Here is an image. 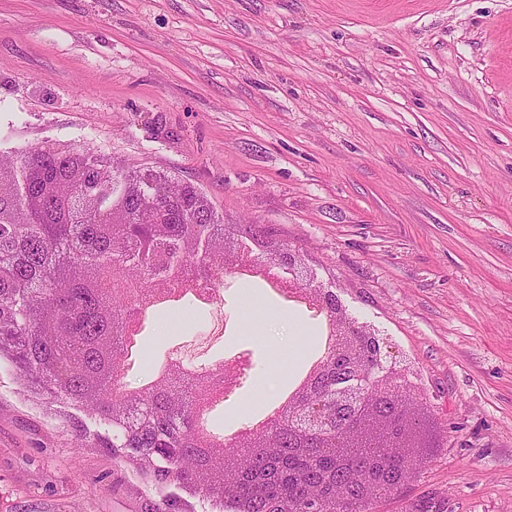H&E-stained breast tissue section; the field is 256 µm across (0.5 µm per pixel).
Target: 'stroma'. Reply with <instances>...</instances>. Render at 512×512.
Returning a JSON list of instances; mask_svg holds the SVG:
<instances>
[{"label": "stroma", "mask_w": 512, "mask_h": 512, "mask_svg": "<svg viewBox=\"0 0 512 512\" xmlns=\"http://www.w3.org/2000/svg\"><path fill=\"white\" fill-rule=\"evenodd\" d=\"M49 143L190 182L228 224H269L409 363L432 448L370 512H512V0H0V155ZM201 357L252 366L209 417L276 407L268 311L317 349L320 320L224 275ZM212 306L156 307L129 389L206 336ZM0 355V512H158L189 499L80 433Z\"/></svg>", "instance_id": "obj_1"}]
</instances>
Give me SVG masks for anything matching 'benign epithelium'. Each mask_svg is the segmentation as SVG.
Masks as SVG:
<instances>
[{"label": "benign epithelium", "mask_w": 512, "mask_h": 512, "mask_svg": "<svg viewBox=\"0 0 512 512\" xmlns=\"http://www.w3.org/2000/svg\"><path fill=\"white\" fill-rule=\"evenodd\" d=\"M78 171L71 186H83L82 192L70 191L64 198L72 219L69 222L68 248L79 247L84 238V220L100 208V191L87 187L88 175L94 171L99 185L113 187V195L148 199L151 206L138 213L135 219L119 205L108 210L107 223L124 225L132 237L142 241L153 253L155 262L164 264L169 272L156 278L152 288L136 299L126 301L127 311L122 319L112 323L107 338L93 344L97 357L96 371L86 377L102 379L107 385L98 387L101 401L95 413L107 417L112 429L130 443L122 449L126 460L153 476L175 478L171 464L181 460L183 450L190 445L197 449L191 471L178 478L188 492L210 495L220 492V483L202 486L197 475L211 471L209 460L198 452L200 448L235 447L244 449L236 475L233 498L244 491L259 493L265 507L263 512H351L353 496L339 492V476L352 480L358 499L372 502L381 491H399L416 460L404 453H388V448H413L425 438V420L405 408L404 393L410 391L409 366L397 358L388 338L381 332L353 317L340 296L331 288L314 281L312 270L301 254L283 245L266 249L238 233H217L212 230L199 237L183 240L176 249L167 247L168 225L176 223L189 212H207L208 203L201 192L190 183L178 184V194L171 198L165 193L167 181L149 169H141L140 177L130 180L117 166H108L85 153H75ZM34 168L22 169L18 162L0 164V199L14 196L20 179L29 176ZM38 207L30 204L7 213L14 224L38 222ZM192 254L200 260L224 269L227 274L245 272L276 285L280 295L289 302L299 303L321 319L324 337L321 351L311 359L306 369L275 408L276 422L286 423L292 447L286 451L272 447L271 426L253 424L234 435L208 442L191 434L189 439L175 442L166 432L156 433L149 445H137L149 435L150 410L138 401L120 399L112 391V381L119 370L108 353L110 337L121 336L133 347L142 330V312L155 305L179 299L187 294L206 303L212 289L181 270L178 256ZM52 304H45L38 330L19 325L12 336H0V348L11 353L22 352L27 363L20 369L35 375H46V366L55 362L47 336L57 335V320ZM251 367L250 358L242 355L234 363H218L209 369L195 371L179 362L167 365L148 389L165 398H173L182 408H188L194 419L203 417L224 395L240 385V378ZM336 438L327 462L319 466L310 449L322 438ZM375 449L374 462L359 469H348L349 448ZM166 463L160 468L159 462ZM291 484L305 488L304 507L286 501L275 489Z\"/></svg>", "instance_id": "7a95c632"}]
</instances>
